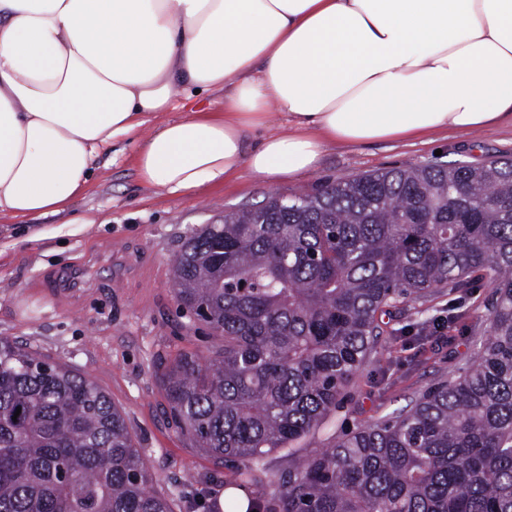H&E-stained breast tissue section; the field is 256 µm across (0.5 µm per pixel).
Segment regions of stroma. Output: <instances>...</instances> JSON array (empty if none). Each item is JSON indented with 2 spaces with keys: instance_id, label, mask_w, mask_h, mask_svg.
Masks as SVG:
<instances>
[{
  "instance_id": "obj_1",
  "label": "stroma",
  "mask_w": 512,
  "mask_h": 512,
  "mask_svg": "<svg viewBox=\"0 0 512 512\" xmlns=\"http://www.w3.org/2000/svg\"><path fill=\"white\" fill-rule=\"evenodd\" d=\"M133 137L100 153L71 209L15 224L0 219V339L32 345L79 369L124 413L172 512H209L210 493L237 484L234 465L213 474L210 459L169 424L160 375L182 353L207 355L218 338L179 310L175 253L192 229L270 195L313 193L351 176L408 164L512 156V124L473 133L331 146L317 169L275 182L248 171L223 186L171 195L144 184ZM88 216L85 224L75 223ZM492 290L484 281L440 289L425 303L387 309L374 358L355 377L328 423L307 438L320 448L342 432L392 417L427 387L458 373L484 331Z\"/></svg>"
}]
</instances>
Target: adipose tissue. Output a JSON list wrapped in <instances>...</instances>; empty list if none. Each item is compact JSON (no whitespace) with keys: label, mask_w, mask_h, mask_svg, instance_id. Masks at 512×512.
I'll use <instances>...</instances> for the list:
<instances>
[{"label":"adipose tissue","mask_w":512,"mask_h":512,"mask_svg":"<svg viewBox=\"0 0 512 512\" xmlns=\"http://www.w3.org/2000/svg\"><path fill=\"white\" fill-rule=\"evenodd\" d=\"M198 90L223 111L176 116ZM506 119L512 0H0V216L19 222L67 211L121 136L176 194Z\"/></svg>","instance_id":"adipose-tissue-1"}]
</instances>
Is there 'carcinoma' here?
I'll use <instances>...</instances> for the list:
<instances>
[{
  "instance_id": "1",
  "label": "carcinoma",
  "mask_w": 512,
  "mask_h": 512,
  "mask_svg": "<svg viewBox=\"0 0 512 512\" xmlns=\"http://www.w3.org/2000/svg\"><path fill=\"white\" fill-rule=\"evenodd\" d=\"M478 275L492 288L467 368L406 411L301 451L382 334L378 314ZM180 310L224 340L162 373L167 420L271 512H512V158L407 165L272 196L192 231ZM19 416H14L16 408ZM123 411L94 381L0 339V512H172ZM266 475L263 485L259 487L249 486L244 489L253 500L261 504V511H269L272 508L271 493L274 489L273 482L281 473L288 470V455L286 451L277 450L265 457Z\"/></svg>"
}]
</instances>
